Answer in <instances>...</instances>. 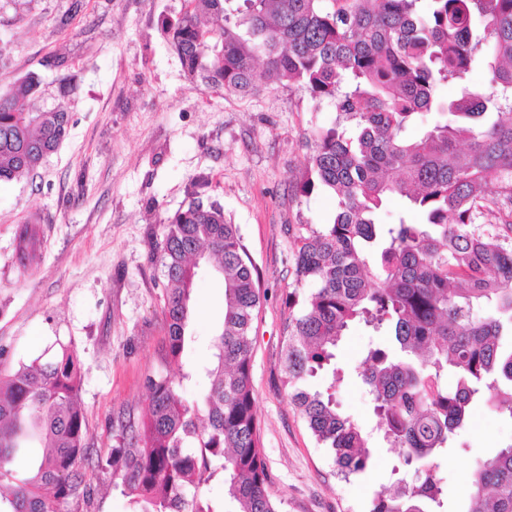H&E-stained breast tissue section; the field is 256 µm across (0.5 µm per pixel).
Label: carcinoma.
<instances>
[{
  "mask_svg": "<svg viewBox=\"0 0 512 512\" xmlns=\"http://www.w3.org/2000/svg\"><path fill=\"white\" fill-rule=\"evenodd\" d=\"M233 2L186 0L165 24L184 76L241 97L260 80L288 81L336 108L297 186L303 196L329 189L338 211L294 240L296 283L314 288L286 298L282 384L347 479L370 463L372 434L338 410L331 388L309 390L303 381L331 364L350 324L389 337L359 366L375 431L399 462L369 512H440L436 457L452 448L472 403L512 421V350L502 343L512 337V0ZM204 15L212 27L201 26ZM476 68L488 84L472 82ZM445 85L455 87L453 98L441 97ZM39 86L30 73L0 93V181L36 173L68 135V113L33 111ZM489 111L497 120L485 128ZM432 112L446 119L407 135L418 115ZM392 196L422 221L379 222ZM155 257L169 363L192 342L200 265L223 281L202 403L184 402L172 378L148 376L144 414L118 419L112 456L95 460L75 351L62 346L49 361L20 365L0 377V481L12 482L0 512H88L93 460L112 469L113 488L139 512H222L202 495L219 470L238 512H280L267 491L251 385L250 328L264 293L239 229L220 203L194 198L163 221ZM32 442L41 457L18 479L7 465ZM466 512H512V444L474 471Z\"/></svg>",
  "mask_w": 512,
  "mask_h": 512,
  "instance_id": "obj_1",
  "label": "carcinoma"
}]
</instances>
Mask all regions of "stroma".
<instances>
[{"label":"stroma","mask_w":512,"mask_h":512,"mask_svg":"<svg viewBox=\"0 0 512 512\" xmlns=\"http://www.w3.org/2000/svg\"><path fill=\"white\" fill-rule=\"evenodd\" d=\"M183 0H0V92L35 72L42 110L70 117L60 149L29 179L0 183V373L72 345L84 375L87 440L99 457L116 443L113 419L140 415L145 379H180L200 402L205 365L222 321L224 289L201 269L193 293L194 341L164 365L163 276L149 261L162 221L194 198L215 200L237 224L265 297L254 320L252 383L268 490L281 512H368L396 457L376 449L366 471L338 476L280 382L285 303L296 288L294 239L332 222L326 188L294 194L317 137L336 110L305 88L260 86L241 98L187 80L163 34ZM36 228L34 243L22 235ZM369 338L352 326L332 371L307 387L334 386L345 413L373 428L372 402L355 372ZM512 443V422L475 403L453 450L438 456L450 512H463L479 462Z\"/></svg>","instance_id":"1"}]
</instances>
